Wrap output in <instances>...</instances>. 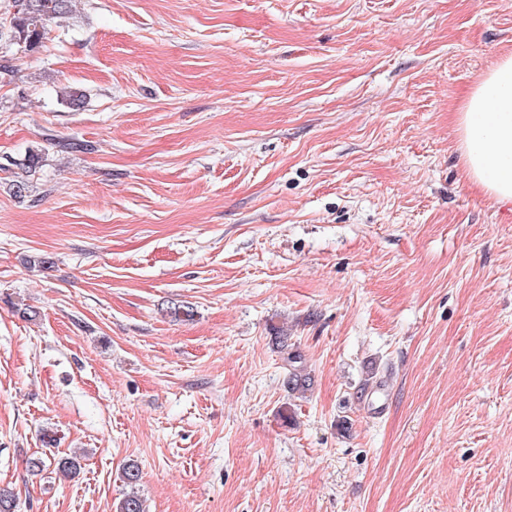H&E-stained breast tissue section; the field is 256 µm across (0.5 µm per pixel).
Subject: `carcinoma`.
I'll return each instance as SVG.
<instances>
[{"mask_svg": "<svg viewBox=\"0 0 512 512\" xmlns=\"http://www.w3.org/2000/svg\"><path fill=\"white\" fill-rule=\"evenodd\" d=\"M71 12V0H0V46H16L26 54L36 52L48 38L49 22L62 18ZM290 390L309 386V377L296 366L298 356L289 357ZM64 477H72L82 468L77 456L34 457L29 460L31 470L41 472L49 467ZM116 512H145L143 500L132 491L119 501Z\"/></svg>", "mask_w": 512, "mask_h": 512, "instance_id": "carcinoma-1", "label": "carcinoma"}]
</instances>
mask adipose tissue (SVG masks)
Listing matches in <instances>:
<instances>
[{
  "instance_id": "adipose-tissue-1",
  "label": "adipose tissue",
  "mask_w": 512,
  "mask_h": 512,
  "mask_svg": "<svg viewBox=\"0 0 512 512\" xmlns=\"http://www.w3.org/2000/svg\"><path fill=\"white\" fill-rule=\"evenodd\" d=\"M458 124L472 181L491 199L512 202V53L502 56L470 91Z\"/></svg>"
}]
</instances>
